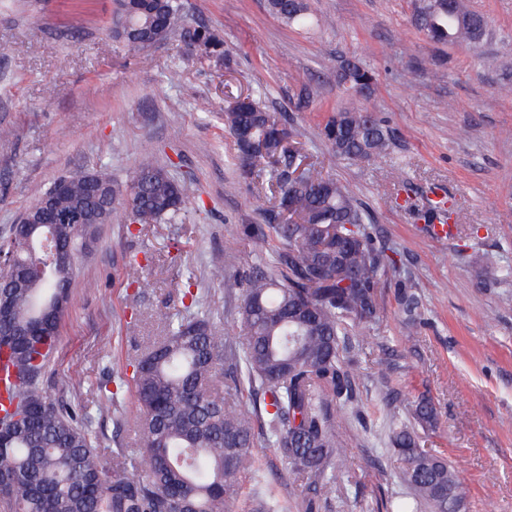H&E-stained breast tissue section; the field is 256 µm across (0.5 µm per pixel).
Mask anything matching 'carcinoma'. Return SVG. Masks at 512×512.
<instances>
[{"instance_id":"1","label":"carcinoma","mask_w":512,"mask_h":512,"mask_svg":"<svg viewBox=\"0 0 512 512\" xmlns=\"http://www.w3.org/2000/svg\"><path fill=\"white\" fill-rule=\"evenodd\" d=\"M122 29L115 38L142 47L145 36L174 38L189 46L210 44L223 55V40L206 26L186 25L180 0H118ZM269 12L286 25L307 22L306 0H268ZM418 28L437 44L471 47L485 35V20L456 0L450 14L432 0H416ZM345 93L362 88L373 73L359 63L339 65ZM363 108L338 109L324 126L337 157L370 162L390 150L393 131ZM224 128L234 138L237 158L259 168L272 187L276 207L289 202L297 220L278 211L280 223L253 228L275 242L272 264L257 268L245 282L240 305L244 343L224 344V334L191 305L166 316V333L148 345L129 366L131 376L114 377L116 391L100 386L117 406L118 390L134 392L139 407L134 422L139 447L118 448L112 461L94 447L93 416L82 405L55 398L42 377L58 342L57 322L70 298L77 245L94 241L92 225L58 224L46 228L15 224L3 250L14 257L0 271V360L11 369L6 402L0 401V500L8 512H226L244 496L252 512H288V506L263 492L254 453L255 423L285 461L293 480L312 496L301 502L315 512L316 501L336 491L345 458L336 432L335 411L354 408L355 374L345 356L353 328L380 318L384 283L397 260L374 240L373 220L351 189L305 161L289 147L293 131L275 112L252 97L224 109ZM126 208L130 223L176 224L183 189L161 166L134 168L128 179ZM406 207L425 224L453 220L456 203L429 196H407ZM102 200L73 182L61 199L62 211L103 207ZM71 254L68 265L46 264L42 241ZM397 302L413 325L419 318L412 284H398ZM268 396L263 412L249 411L216 387L223 377L238 388L240 371ZM411 418L430 427L436 411L430 400L417 401ZM391 451L401 462L400 483L409 500L386 503L388 512H469V489L448 459L420 447L414 426L403 424L391 436Z\"/></svg>"}]
</instances>
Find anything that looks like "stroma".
I'll use <instances>...</instances> for the list:
<instances>
[{
  "label": "stroma",
  "mask_w": 512,
  "mask_h": 512,
  "mask_svg": "<svg viewBox=\"0 0 512 512\" xmlns=\"http://www.w3.org/2000/svg\"><path fill=\"white\" fill-rule=\"evenodd\" d=\"M306 2L309 24L289 27L266 0H182L189 24L223 39L219 64L174 40L125 46L111 34L117 0H0V240L57 177L94 165L122 190L132 167L167 165L184 188L182 223L130 234L121 208L99 225L43 384L52 397L93 405L98 385L162 335L190 276L199 308L241 343L244 277L270 259L269 244L246 229L267 223L271 194L238 166L222 112L227 94H250L350 185L421 304L420 323L406 330L386 285L379 321L351 333L358 406L338 428L347 465L320 512H386L385 500L408 496L389 435L421 395L437 413L422 444L448 457L470 489V512H512V137L502 134L512 129V95L502 92L512 86V0H466L486 21L472 51L432 43L416 26L415 0ZM343 60L374 71L370 95L338 88ZM340 106L376 112L395 132L392 149L369 163L338 160L322 129ZM404 184L458 202V223L479 228L467 256L400 207ZM136 411L130 397L97 414L99 448L134 447ZM254 452L280 500L303 495L264 429Z\"/></svg>",
  "instance_id": "stroma-1"
}]
</instances>
